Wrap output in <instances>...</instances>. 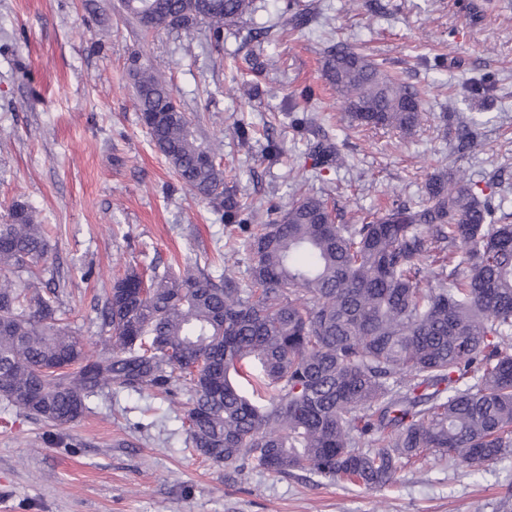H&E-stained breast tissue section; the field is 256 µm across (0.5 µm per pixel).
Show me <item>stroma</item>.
I'll return each instance as SVG.
<instances>
[{
	"label": "stroma",
	"instance_id": "35a3bbf8",
	"mask_svg": "<svg viewBox=\"0 0 512 512\" xmlns=\"http://www.w3.org/2000/svg\"><path fill=\"white\" fill-rule=\"evenodd\" d=\"M300 2L314 23L256 58L251 29L278 24L287 0H256L218 43L203 29L143 37L120 0H0V217L17 201L37 210L52 245L38 276L57 286L88 355L100 349L98 310L129 266L189 263L217 275L232 242L235 273L246 276L243 233L181 186L140 123L129 77L139 52L257 214L311 195L358 224L396 201L418 205L431 174L460 167L481 182L502 175L500 215L512 224V0H490L476 21L471 0H380L379 13L364 0ZM336 41L424 91L416 132L349 124L322 71ZM485 74L495 88L484 146L461 155L441 117L468 119L462 85ZM297 117L337 142V165L315 172ZM188 407L183 391H107L52 427L0 401V512H512V456L479 476L431 459L365 490L207 459L187 446Z\"/></svg>",
	"mask_w": 512,
	"mask_h": 512
}]
</instances>
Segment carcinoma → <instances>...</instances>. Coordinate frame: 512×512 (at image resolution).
Returning a JSON list of instances; mask_svg holds the SVG:
<instances>
[{"label":"carcinoma","mask_w":512,"mask_h":512,"mask_svg":"<svg viewBox=\"0 0 512 512\" xmlns=\"http://www.w3.org/2000/svg\"><path fill=\"white\" fill-rule=\"evenodd\" d=\"M145 35L209 30L255 12V0H121ZM309 22L289 0L284 33ZM140 120L179 183L235 224L248 206L224 182L215 151L167 79L132 59ZM324 75L357 126L404 134L426 115L424 92L348 45L331 47ZM487 75L466 82L477 100ZM484 113L458 128L480 146ZM329 169L326 139L311 148ZM501 201L460 169L428 182L365 224H338L326 200L302 195L244 239L248 282L186 266L130 267L99 315L102 352L90 359L61 324L58 292L32 267L50 244L36 210L15 202L0 224V399L56 427L77 421L106 390L190 393L187 439L226 465L290 476L309 471L363 489L392 484L429 456L478 473L512 455V224ZM74 366L68 372L42 369Z\"/></svg>","instance_id":"1"}]
</instances>
